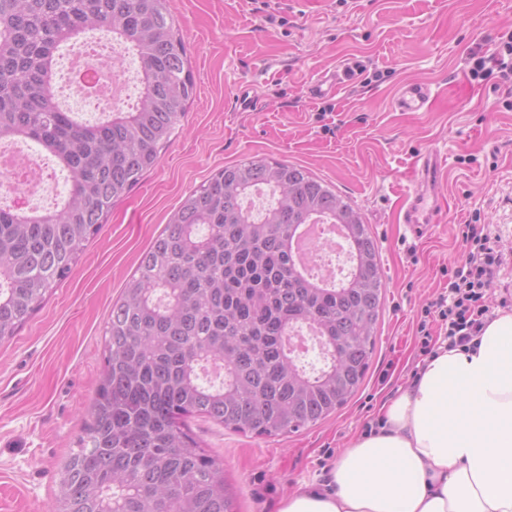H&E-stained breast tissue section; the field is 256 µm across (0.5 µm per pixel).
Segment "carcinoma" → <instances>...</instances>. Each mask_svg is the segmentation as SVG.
<instances>
[{"mask_svg": "<svg viewBox=\"0 0 512 512\" xmlns=\"http://www.w3.org/2000/svg\"><path fill=\"white\" fill-rule=\"evenodd\" d=\"M93 30L136 52L140 91L90 123L61 108L54 88L58 51ZM194 93L168 0H0V140L36 144L70 181L54 209L0 207V342L158 164ZM316 215L349 233L350 269L333 288L297 274L289 250L291 231ZM383 300L376 239L333 186L286 162L224 166L182 198L112 305L91 423L53 512H238L186 420L279 435L326 419L365 380ZM308 320L337 345L319 367L285 349Z\"/></svg>", "mask_w": 512, "mask_h": 512, "instance_id": "1", "label": "carcinoma"}]
</instances>
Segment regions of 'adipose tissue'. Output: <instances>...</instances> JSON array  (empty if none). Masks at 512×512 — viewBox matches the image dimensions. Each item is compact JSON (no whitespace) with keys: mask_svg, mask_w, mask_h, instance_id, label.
I'll use <instances>...</instances> for the list:
<instances>
[{"mask_svg":"<svg viewBox=\"0 0 512 512\" xmlns=\"http://www.w3.org/2000/svg\"><path fill=\"white\" fill-rule=\"evenodd\" d=\"M380 414L385 427L336 460L331 490L280 512H512V312L467 349L439 348Z\"/></svg>","mask_w":512,"mask_h":512,"instance_id":"ef3b65f1","label":"adipose tissue"}]
</instances>
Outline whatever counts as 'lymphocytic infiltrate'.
Masks as SVG:
<instances>
[{
  "mask_svg": "<svg viewBox=\"0 0 512 512\" xmlns=\"http://www.w3.org/2000/svg\"><path fill=\"white\" fill-rule=\"evenodd\" d=\"M464 259L447 269L445 291L425 304L417 323L418 353L435 357L438 341L449 348L466 347L480 335L492 310L490 290L503 264L502 253L485 225L464 224L460 227Z\"/></svg>",
  "mask_w": 512,
  "mask_h": 512,
  "instance_id": "obj_1",
  "label": "lymphocytic infiltrate"
}]
</instances>
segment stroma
<instances>
[{
    "instance_id": "stroma-1",
    "label": "stroma",
    "mask_w": 512,
    "mask_h": 512,
    "mask_svg": "<svg viewBox=\"0 0 512 512\" xmlns=\"http://www.w3.org/2000/svg\"><path fill=\"white\" fill-rule=\"evenodd\" d=\"M196 94L157 166L117 200L68 276L0 343V512H51L63 465L90 422L104 366V326L140 254L182 197L224 165L267 158L332 184L369 224L385 300L368 374L323 421L278 436L194 417L187 426L233 488L239 512H279L316 488L381 404L411 384L417 316L463 259L460 224L479 218L506 263L493 304L512 312V83L472 78L470 53L512 36V0H169ZM352 63L336 97L308 98L312 78ZM381 80H374V73ZM429 84L422 112L393 103L404 82ZM437 148L447 178L441 224L403 222L419 152ZM397 369L388 385L379 376Z\"/></svg>"
}]
</instances>
